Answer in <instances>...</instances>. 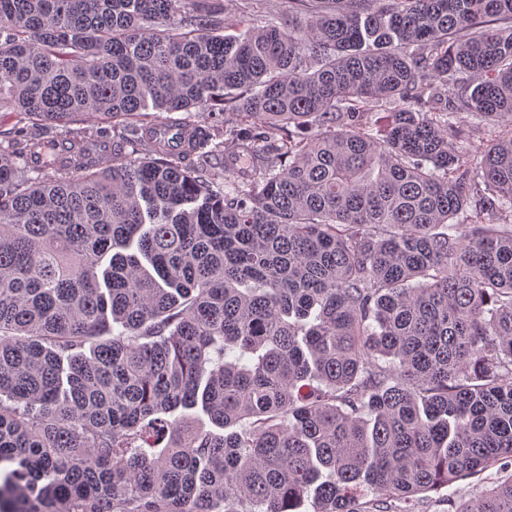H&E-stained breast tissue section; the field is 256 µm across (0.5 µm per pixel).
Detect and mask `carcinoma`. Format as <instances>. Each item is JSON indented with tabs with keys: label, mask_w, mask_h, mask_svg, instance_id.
<instances>
[{
	"label": "carcinoma",
	"mask_w": 512,
	"mask_h": 512,
	"mask_svg": "<svg viewBox=\"0 0 512 512\" xmlns=\"http://www.w3.org/2000/svg\"><path fill=\"white\" fill-rule=\"evenodd\" d=\"M259 2L0 0V512H412L512 458V0ZM455 123L459 126L462 131L463 137L458 142V147L462 150H469L471 154L478 151L483 143H489L490 133L484 132L483 130L479 133L473 129V126L477 122L474 118L469 116L467 113H457ZM155 134L167 143L173 151L181 153L189 145V129L173 122H163L156 126Z\"/></svg>",
	"instance_id": "cac0c4a2"
}]
</instances>
